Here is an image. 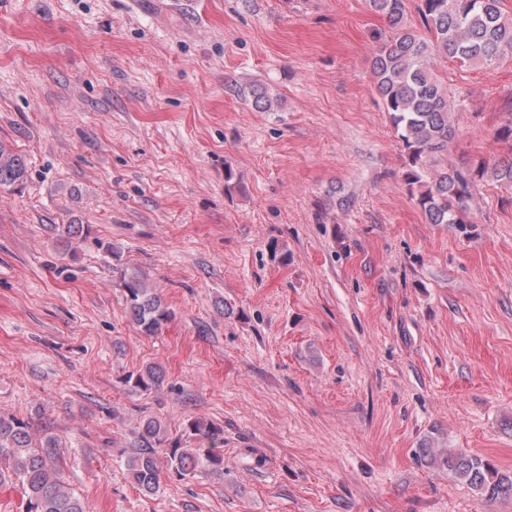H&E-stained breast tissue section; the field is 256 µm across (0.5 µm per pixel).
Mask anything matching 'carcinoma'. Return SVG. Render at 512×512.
<instances>
[{
	"label": "carcinoma",
	"instance_id": "cac0c4a2",
	"mask_svg": "<svg viewBox=\"0 0 512 512\" xmlns=\"http://www.w3.org/2000/svg\"><path fill=\"white\" fill-rule=\"evenodd\" d=\"M369 10L385 20L388 29L375 33L378 47L370 68L384 110L406 152L404 182L431 224L467 223L475 177L469 168H435L448 155L455 137L451 122L454 105L448 86L438 76L439 61L459 66H491L512 57V17L501 0H419V26L407 22L405 0H366ZM241 97H251L257 108L272 100L264 90L235 87ZM22 157L0 144V186L24 179ZM56 239L69 245L84 235L82 224H54ZM120 286L137 328L154 335L167 324L172 311L164 305L138 270H120ZM158 365H149L135 378V386L149 390L163 384ZM185 432L203 441L201 448H185L170 436L156 418L141 421L136 447L128 455L129 478L145 495H156L161 474L182 480L207 472L224 476L221 430L209 422L190 420ZM59 439L53 434L37 438L30 424L0 414V482L10 481L22 493L23 512H86L82 499L61 479L57 464ZM419 457L448 470V476L465 484L488 501L512 499V473H505L478 455L453 453L426 446Z\"/></svg>",
	"mask_w": 512,
	"mask_h": 512
}]
</instances>
